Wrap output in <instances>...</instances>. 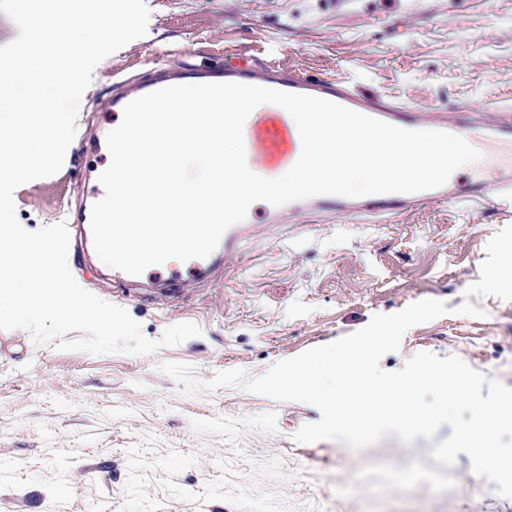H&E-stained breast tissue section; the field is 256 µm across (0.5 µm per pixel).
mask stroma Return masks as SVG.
<instances>
[{
	"label": "stroma",
	"mask_w": 512,
	"mask_h": 512,
	"mask_svg": "<svg viewBox=\"0 0 512 512\" xmlns=\"http://www.w3.org/2000/svg\"><path fill=\"white\" fill-rule=\"evenodd\" d=\"M145 36L95 67L78 137L55 175L14 192L29 230L72 222L85 202L82 135L112 125L116 83L148 64L221 69L273 57L303 75L349 81L410 108L512 111V0H146ZM512 225L489 204L434 205L386 224H287L246 242L221 274L150 295L121 293L88 240L70 244L76 282L127 309L159 339L191 322L201 336L156 354L91 355L0 331V512H512V498L452 467L434 440L385 437L360 450L300 443L320 420L311 405L239 388L191 397L159 369L194 366L263 375L274 364L364 328L423 299L447 314L411 327L381 366L415 354L458 356L512 388V301L467 297L488 241ZM481 316L457 314L464 301Z\"/></svg>",
	"instance_id": "obj_1"
}]
</instances>
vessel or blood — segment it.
I'll return each instance as SVG.
<instances>
[{
	"label": "vessel or blood",
	"instance_id": "obj_1",
	"mask_svg": "<svg viewBox=\"0 0 512 512\" xmlns=\"http://www.w3.org/2000/svg\"><path fill=\"white\" fill-rule=\"evenodd\" d=\"M216 82H236L314 96L404 129L449 132L464 138L481 157L471 163L468 178L450 177L445 185L436 189L360 199L319 195L279 207L268 203L251 206L246 219L224 233L210 256L190 260V278H203L229 260L242 238L260 229L274 231L288 217L303 212L353 224L366 217L391 218L428 202L459 205L484 200L512 208V116L503 112L413 109L380 97L359 95L347 82L338 79L310 78L285 70L272 61L254 68L229 66L221 70L153 67L139 78L118 82L108 107L119 114L132 100L167 86ZM243 136L248 167L265 178L271 175L276 164L295 163L301 152L299 134L282 117L270 126L260 116L249 115Z\"/></svg>",
	"mask_w": 512,
	"mask_h": 512
}]
</instances>
